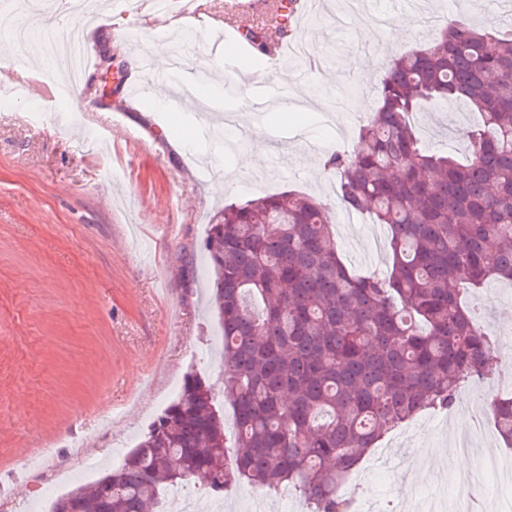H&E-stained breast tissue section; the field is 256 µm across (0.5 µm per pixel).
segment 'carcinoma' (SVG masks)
<instances>
[{
  "label": "carcinoma",
  "instance_id": "obj_1",
  "mask_svg": "<svg viewBox=\"0 0 512 512\" xmlns=\"http://www.w3.org/2000/svg\"><path fill=\"white\" fill-rule=\"evenodd\" d=\"M243 38L260 55L262 28ZM350 149L324 155L336 202L387 228L388 271L341 261L328 204L292 191L224 205L203 243L214 273L224 396L237 425L227 458L214 389L186 375L121 465L79 484L50 512H156L179 483L221 495L240 482L294 487L312 512H350L340 486L389 431L485 377L496 347L467 289L512 281V22L453 17L395 56ZM465 101L461 161L431 151L412 117ZM512 447V396L491 403Z\"/></svg>",
  "mask_w": 512,
  "mask_h": 512
}]
</instances>
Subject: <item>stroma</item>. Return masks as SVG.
I'll return each instance as SVG.
<instances>
[{"mask_svg":"<svg viewBox=\"0 0 512 512\" xmlns=\"http://www.w3.org/2000/svg\"><path fill=\"white\" fill-rule=\"evenodd\" d=\"M322 2L299 34L315 64H254L280 95L317 100L315 112L255 111L238 78L224 75L205 31L187 42V66L223 74L218 108L248 126L242 144L208 124L202 110L144 106L129 88L136 80L129 58L166 43L149 33L131 43L104 18L90 52L98 60L111 53L119 80L100 98L96 70L72 92L94 101L96 127L76 113L69 125L45 128V97L60 75L40 50L14 56V71L0 72L5 87L15 73H40L31 98L0 102V473L17 472L22 459L43 449L67 465L61 481L47 469L19 480L23 512H48V485L65 492L119 464L187 371L215 382L220 326L200 247L224 205L289 190L321 198L335 207L332 232L344 262L364 273L386 269L387 251L373 248L368 217L337 208L331 175L315 170L336 134L355 137L376 104L378 84L362 80L361 61L374 58L385 71L395 55L433 35L435 17L451 13L479 26L507 13L502 0H489L481 12L470 0H423L407 13L390 0H367L339 27L332 22L336 0ZM362 20L402 25L404 35L357 44ZM476 120L460 104L416 118L426 144L458 154L464 145L454 129ZM251 149L263 158L242 168ZM168 224L177 225L175 237L165 236ZM471 301L487 331L512 334L511 281L488 280ZM509 392L491 378L474 381L451 411H426L396 427L367 454L360 467L367 482L350 486V495L451 501L457 470L444 448L473 430L476 406ZM66 434L83 440V457L63 447Z\"/></svg>","mask_w":512,"mask_h":512,"instance_id":"obj_1","label":"stroma"}]
</instances>
